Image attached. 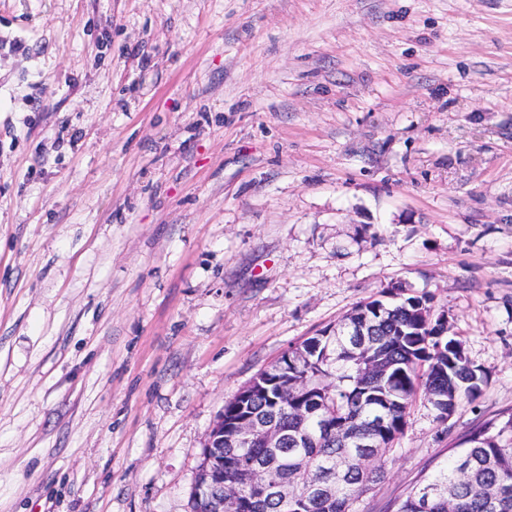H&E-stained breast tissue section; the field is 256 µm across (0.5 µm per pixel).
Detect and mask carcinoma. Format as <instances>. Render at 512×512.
Returning a JSON list of instances; mask_svg holds the SVG:
<instances>
[{"label":"carcinoma","mask_w":512,"mask_h":512,"mask_svg":"<svg viewBox=\"0 0 512 512\" xmlns=\"http://www.w3.org/2000/svg\"><path fill=\"white\" fill-rule=\"evenodd\" d=\"M409 296L391 304L366 337L369 355L355 349L358 337L329 324L288 348V377L307 381L310 397L336 430L306 421L291 407L277 405L280 385L245 402L224 404V422L246 414L276 413V425L299 435L300 444L266 448L260 442L244 450L284 480H295L302 512H353L354 502L382 478L381 467L366 470L358 458H384L404 431L418 390L422 389L441 419L457 401L473 400L484 376L449 345H460L435 333ZM224 481L244 493L245 512H293L276 500L249 493L251 470L224 440ZM319 485L330 486L322 496ZM396 512H512V409L474 428L448 448V459L431 476L413 486Z\"/></svg>","instance_id":"carcinoma-1"}]
</instances>
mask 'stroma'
<instances>
[{"instance_id":"stroma-1","label":"stroma","mask_w":512,"mask_h":512,"mask_svg":"<svg viewBox=\"0 0 512 512\" xmlns=\"http://www.w3.org/2000/svg\"><path fill=\"white\" fill-rule=\"evenodd\" d=\"M392 288L512 408V0H0V512H192L209 430Z\"/></svg>"}]
</instances>
